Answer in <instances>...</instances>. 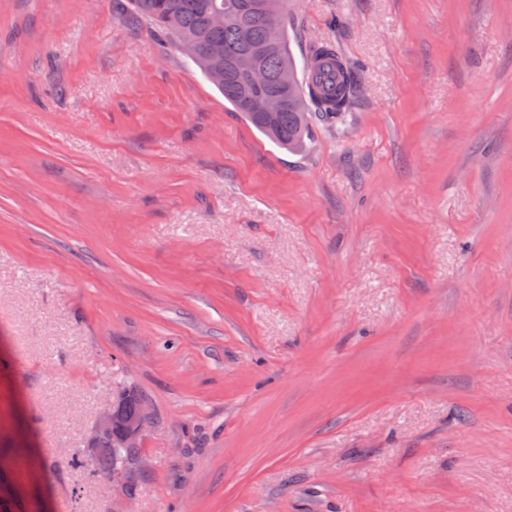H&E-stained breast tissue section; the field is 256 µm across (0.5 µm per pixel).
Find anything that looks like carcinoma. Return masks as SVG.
Instances as JSON below:
<instances>
[{"label":"carcinoma","mask_w":512,"mask_h":512,"mask_svg":"<svg viewBox=\"0 0 512 512\" xmlns=\"http://www.w3.org/2000/svg\"><path fill=\"white\" fill-rule=\"evenodd\" d=\"M129 18L144 20L175 44L189 41L197 46L191 62L206 79L220 68L224 81L214 86L224 100L241 113L261 134L278 146L298 151L306 144L315 123H341L358 98L359 78L329 42H318L309 51L307 74L296 78L291 93L285 95L282 111L267 115L252 112L245 96L262 98L281 91L279 73L284 68L298 70L288 44V0H129ZM222 11L224 25L217 27L212 18ZM261 46L265 51L259 62L267 72V81L258 86L249 83L242 60ZM145 396L134 386L122 389L112 407V434L91 441L101 449L98 468L112 467V450L134 453L140 439H132L126 426L139 415Z\"/></svg>","instance_id":"1"}]
</instances>
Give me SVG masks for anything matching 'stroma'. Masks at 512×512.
<instances>
[{"mask_svg": "<svg viewBox=\"0 0 512 512\" xmlns=\"http://www.w3.org/2000/svg\"><path fill=\"white\" fill-rule=\"evenodd\" d=\"M359 65L291 154L126 0H0V486L27 512H512V0H289ZM150 400L126 483L100 417ZM145 396L135 387L128 386L122 389L117 398L116 404L112 407V413L103 415L96 428V436L108 434L109 436L100 437L97 441H91V448L95 445L97 448H103L100 459L98 460V468H94L93 475L103 472L108 473V477L112 480H125L128 478L127 468L124 465H112V449L120 452L135 453L139 448L141 435V424L135 426L131 430V436L137 437L131 439L127 434L126 426L129 422L135 420L139 415V407ZM141 432V433H140Z\"/></svg>", "mask_w": 512, "mask_h": 512, "instance_id": "obj_1", "label": "stroma"}]
</instances>
